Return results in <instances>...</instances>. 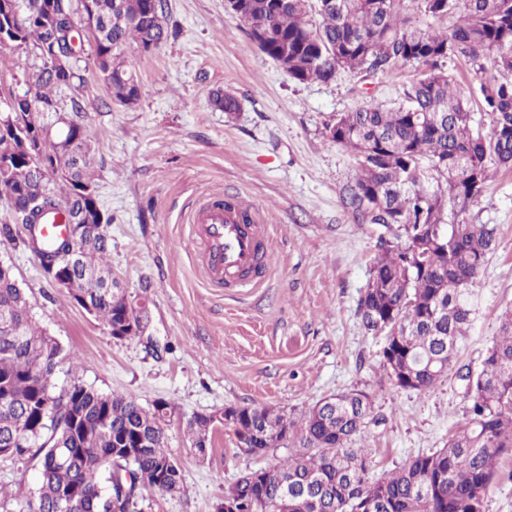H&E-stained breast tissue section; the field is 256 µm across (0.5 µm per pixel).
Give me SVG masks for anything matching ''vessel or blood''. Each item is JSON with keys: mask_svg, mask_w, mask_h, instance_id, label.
Wrapping results in <instances>:
<instances>
[{"mask_svg": "<svg viewBox=\"0 0 512 512\" xmlns=\"http://www.w3.org/2000/svg\"><path fill=\"white\" fill-rule=\"evenodd\" d=\"M193 222L203 247V272L212 286H259L256 267L265 226L253 208L218 197L201 206Z\"/></svg>", "mask_w": 512, "mask_h": 512, "instance_id": "1", "label": "vessel or blood"}]
</instances>
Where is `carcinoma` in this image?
<instances>
[{
	"label": "carcinoma",
	"instance_id": "1",
	"mask_svg": "<svg viewBox=\"0 0 512 512\" xmlns=\"http://www.w3.org/2000/svg\"><path fill=\"white\" fill-rule=\"evenodd\" d=\"M400 0H241L239 19L258 49L288 64L295 80L328 82L342 72L364 77L411 64L416 78L391 105L370 102L336 115L329 140L356 157V179L346 204L361 224H398L403 232L380 241L371 282L359 300L364 328L387 323L381 363L393 384L431 391L450 368L473 321L472 287L497 245L494 224H450L448 214L479 198L493 171L512 170V0H414L433 18L457 16L451 32H426ZM106 25L82 37L76 20L85 0H55L52 15L36 14L31 0H0V52L30 47L41 61L33 95L0 102V191L25 225L58 210L82 218L95 213L90 145L71 119L65 136L49 132L56 120L53 92L83 82L90 49L98 76L114 102L139 99L136 74L125 61L131 45H163L177 38L162 0H93ZM464 60L476 77L466 87L444 70ZM477 99L490 128L481 133L469 102ZM44 167L50 177L37 180ZM479 185L472 191L471 178ZM60 241L39 244L48 274L58 266ZM105 229L88 224L66 288L110 331L126 318L125 296L106 284L112 276ZM62 348L37 328L10 267L0 269V457L36 462L39 488L23 512H112V497L136 505L152 492L180 491L179 463L165 450L169 404L146 410L133 396L73 385L55 391ZM471 405L448 443L419 454L387 474H371V449L355 447L376 422L372 396L335 394L299 420L269 407H238L229 424L240 446L265 454L294 445L270 468L247 470L239 512H485L501 457L512 455V312L481 367L464 375ZM213 418L187 424L195 447ZM137 445L124 472L112 474V452ZM165 469L161 483L139 480ZM320 502L315 509L311 500Z\"/></svg>",
	"mask_w": 512,
	"mask_h": 512
}]
</instances>
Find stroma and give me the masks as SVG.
<instances>
[{"label": "stroma", "instance_id": "obj_1", "mask_svg": "<svg viewBox=\"0 0 512 512\" xmlns=\"http://www.w3.org/2000/svg\"><path fill=\"white\" fill-rule=\"evenodd\" d=\"M168 11L180 37L150 54L127 52L137 104L112 102L91 64L80 86L56 94L60 111L75 99L83 105L98 204L111 218L112 274L143 307L142 333L113 337L80 307L44 271L0 195V224L12 228L0 235V263L64 351L56 388L129 394L147 409L169 403L166 445L183 486L146 494L141 512H215L242 472L288 457L285 447L241 454L228 426L210 431L198 451L188 420L227 407L296 418L328 395L364 390L378 418L365 441L375 476L443 447L469 405L458 368L479 367L512 310V171L455 212L458 223L496 225L498 246L474 287L476 312L452 368L428 393L401 389L383 369L382 337L364 329L359 312L384 228L358 223L345 204L357 163L326 126L369 100L398 99L415 69L299 82L259 51L224 0H168ZM39 64L25 47L0 53V90L24 93ZM216 90L232 93L238 111L215 107ZM216 190L250 202L266 226L267 272L246 296L210 287L199 266L191 218Z\"/></svg>", "mask_w": 512, "mask_h": 512}]
</instances>
